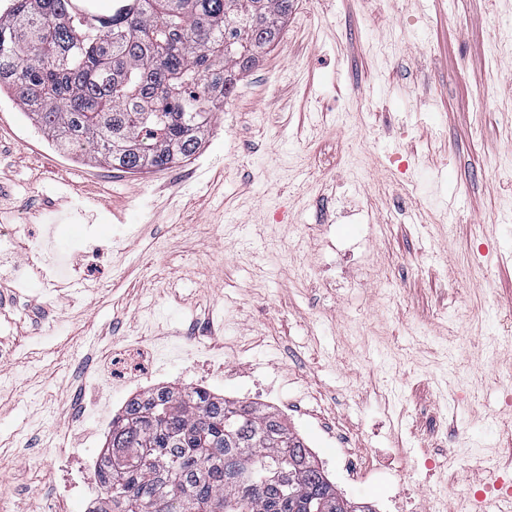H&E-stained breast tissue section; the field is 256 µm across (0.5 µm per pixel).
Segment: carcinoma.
<instances>
[{
  "mask_svg": "<svg viewBox=\"0 0 512 512\" xmlns=\"http://www.w3.org/2000/svg\"><path fill=\"white\" fill-rule=\"evenodd\" d=\"M293 0H11L0 92L65 153L115 170L189 159ZM94 512H319L338 498L277 413L160 388L112 418Z\"/></svg>",
  "mask_w": 512,
  "mask_h": 512,
  "instance_id": "obj_1",
  "label": "carcinoma"
}]
</instances>
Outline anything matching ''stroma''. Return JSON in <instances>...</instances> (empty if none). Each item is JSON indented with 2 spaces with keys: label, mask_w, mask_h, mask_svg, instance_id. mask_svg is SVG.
I'll list each match as a JSON object with an SVG mask.
<instances>
[{
  "label": "stroma",
  "mask_w": 512,
  "mask_h": 512,
  "mask_svg": "<svg viewBox=\"0 0 512 512\" xmlns=\"http://www.w3.org/2000/svg\"><path fill=\"white\" fill-rule=\"evenodd\" d=\"M512 8L505 0H294L279 43L201 149L128 173L67 155L0 97V503L56 512L47 450L143 337L220 343L215 362L130 363L287 415L340 496L451 512L512 483ZM52 248L76 273L48 292ZM497 227L487 236L485 225ZM105 245L83 256L87 236ZM364 241L335 291L334 241ZM389 460L345 482L330 433ZM491 442L499 466L474 457Z\"/></svg>",
  "instance_id": "stroma-1"
}]
</instances>
